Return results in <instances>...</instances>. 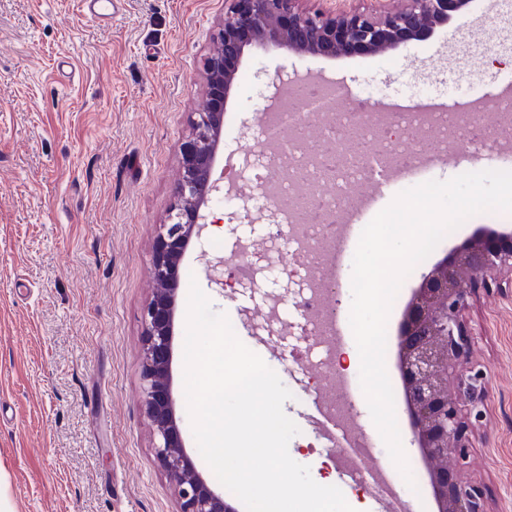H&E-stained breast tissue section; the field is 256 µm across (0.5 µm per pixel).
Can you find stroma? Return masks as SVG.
Returning a JSON list of instances; mask_svg holds the SVG:
<instances>
[{
	"mask_svg": "<svg viewBox=\"0 0 512 512\" xmlns=\"http://www.w3.org/2000/svg\"><path fill=\"white\" fill-rule=\"evenodd\" d=\"M224 15V0H124L111 26H100L80 0H0V512H178V498L153 450L142 407V313L156 284L153 244L173 203L181 149L205 100L202 59ZM298 81L304 71L377 104L436 97L453 105L512 77V0H474L422 42L379 55L298 57L251 50L224 116V153L214 175L240 166L261 139L257 110L268 103L275 71ZM512 171V148L482 157L459 151L445 163L402 177L379 199L465 172ZM219 221L209 242L225 262L236 242L258 249L272 237L263 212ZM482 225L512 230V212L474 215L448 233L404 279L387 322L386 369L402 445L415 487L392 480L414 512H434L428 476L405 411L397 333L423 275ZM191 244L180 266L172 390L185 450L209 482L217 478L192 431L184 391L189 288L198 283L226 313L250 350L277 373L292 397L285 414L299 428L291 458L313 479L338 487L354 512H376L367 489L342 478L329 440L308 419L316 381L288 365L307 356L294 325L292 289L281 305L289 328L255 336L265 295L301 281L288 250L274 253L258 287L218 288ZM351 264L334 275L340 374L352 387L349 409L361 432H375L362 403L360 357L349 324ZM473 347L460 373L470 396L465 413L471 450L465 480L479 485L486 512H512V290L481 289L463 313Z\"/></svg>",
	"mask_w": 512,
	"mask_h": 512,
	"instance_id": "stroma-1",
	"label": "stroma"
}]
</instances>
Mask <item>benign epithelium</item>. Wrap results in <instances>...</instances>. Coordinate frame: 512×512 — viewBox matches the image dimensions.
<instances>
[{
	"mask_svg": "<svg viewBox=\"0 0 512 512\" xmlns=\"http://www.w3.org/2000/svg\"><path fill=\"white\" fill-rule=\"evenodd\" d=\"M472 3L224 0L214 49L202 60L207 106L194 113L183 146L173 205L153 248L152 274L158 288L142 315L143 407L155 436L156 458L177 493L179 512H238L197 473L185 451L170 368L179 267L190 241L208 231L202 207L220 190L214 168L224 112L245 54L255 47L329 58L381 54L426 39ZM269 261L266 254H252L249 287H258L256 276L266 271ZM505 272L512 273V234L487 227L423 275L399 324L397 368L436 512H486L482 489L465 481L460 471L471 441L464 415L466 397L454 379L472 350L463 311L478 288H512V278L501 277Z\"/></svg>",
	"mask_w": 512,
	"mask_h": 512,
	"instance_id": "benign-epithelium-1",
	"label": "benign epithelium"
}]
</instances>
